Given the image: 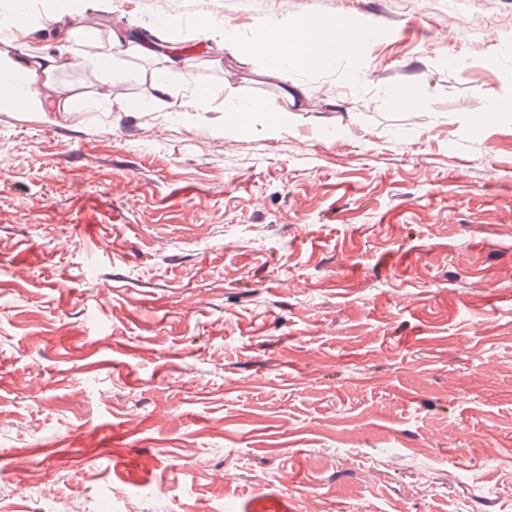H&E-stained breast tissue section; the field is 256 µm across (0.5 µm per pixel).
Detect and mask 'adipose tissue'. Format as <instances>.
I'll return each mask as SVG.
<instances>
[{
  "instance_id": "obj_1",
  "label": "adipose tissue",
  "mask_w": 512,
  "mask_h": 512,
  "mask_svg": "<svg viewBox=\"0 0 512 512\" xmlns=\"http://www.w3.org/2000/svg\"><path fill=\"white\" fill-rule=\"evenodd\" d=\"M336 57V44L315 22L307 25L291 23L280 31L278 41L273 45L268 63L271 68L280 69L293 64L306 68H324ZM59 53L48 48L26 60L0 53V78L10 83H24L26 106L35 112H57L76 100L75 95L57 94L54 97L41 96L36 89L39 77L50 75L56 68Z\"/></svg>"
}]
</instances>
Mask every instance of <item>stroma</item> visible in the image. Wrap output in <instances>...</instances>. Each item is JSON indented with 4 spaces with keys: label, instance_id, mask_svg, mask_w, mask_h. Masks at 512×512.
<instances>
[{
    "label": "stroma",
    "instance_id": "obj_1",
    "mask_svg": "<svg viewBox=\"0 0 512 512\" xmlns=\"http://www.w3.org/2000/svg\"><path fill=\"white\" fill-rule=\"evenodd\" d=\"M446 3L0 0L99 20L0 90V512H512V0ZM301 18L348 53L271 69ZM124 43H134L135 47L142 51H149L146 47H141L135 40L128 38V33L113 30L110 35L109 44L103 47L95 56V62L99 67H107L112 61V49L122 46ZM60 44V43H59ZM63 46L60 44L56 49L45 48L43 52L21 61L8 54L0 53V78H6L10 82L7 86L17 85L21 79L26 91L24 101L26 106L33 112H60L67 104L74 103V94L65 95L58 93L56 97H43L37 91L35 84L39 77L48 76L57 67ZM57 51V53L55 52ZM0 79V83H4ZM224 134L244 136L247 133L248 123L244 111L232 105L224 106Z\"/></svg>",
    "mask_w": 512,
    "mask_h": 512
}]
</instances>
